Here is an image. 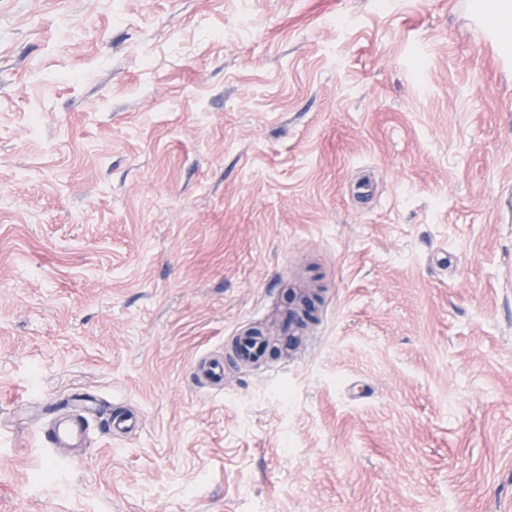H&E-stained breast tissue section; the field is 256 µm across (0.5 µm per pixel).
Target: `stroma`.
<instances>
[{
  "label": "stroma",
  "mask_w": 512,
  "mask_h": 512,
  "mask_svg": "<svg viewBox=\"0 0 512 512\" xmlns=\"http://www.w3.org/2000/svg\"><path fill=\"white\" fill-rule=\"evenodd\" d=\"M483 4L0 0V512H512ZM253 327L266 362L198 387ZM77 396L142 427L65 459ZM194 381L213 391L221 390L224 383V355L210 354L201 358L193 371ZM48 448H82L89 440V427L78 416L57 418L43 433Z\"/></svg>",
  "instance_id": "obj_1"
}]
</instances>
